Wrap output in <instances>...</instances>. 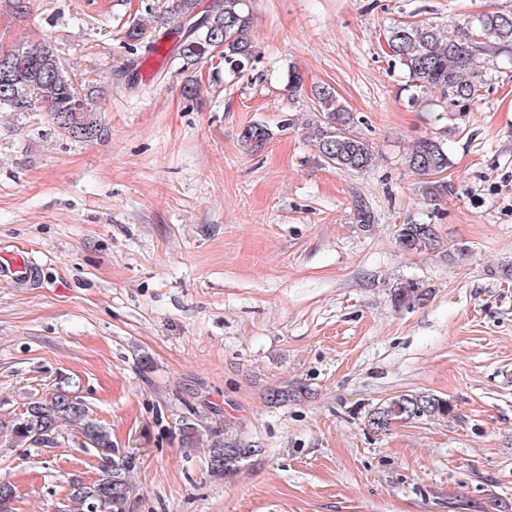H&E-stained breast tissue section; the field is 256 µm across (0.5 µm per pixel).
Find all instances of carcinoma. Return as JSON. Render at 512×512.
<instances>
[{
	"label": "carcinoma",
	"instance_id": "1",
	"mask_svg": "<svg viewBox=\"0 0 512 512\" xmlns=\"http://www.w3.org/2000/svg\"><path fill=\"white\" fill-rule=\"evenodd\" d=\"M248 0H212L203 11L197 0H171V13L197 22L189 33L178 30L173 59L182 68L199 64L220 52L224 71L221 77L238 78L254 67L259 59L251 38L252 16ZM386 54L405 73L411 90L409 102L418 112L431 113L441 101H473L483 84L479 60L493 50L512 48V15L487 11L460 27L443 30L427 22H402L384 36ZM315 116L306 123L308 138L321 157L339 170L363 172L373 166L374 150L369 140L357 135L355 117L330 86L312 90ZM90 93L67 68L54 48L46 42L20 46L0 59V110H35L50 114L55 126L73 137L93 139L99 128L90 118ZM272 130L262 124L247 127L243 138L256 147L267 143ZM408 167L420 179L425 193L442 195L447 185L434 176L448 169V149L432 138L415 142L408 157ZM398 247L408 253H422L438 246L433 225L417 222L402 224L396 230ZM428 291L412 280L395 285L394 301L402 304L420 302ZM304 386L275 388L268 401L273 405L306 397ZM451 412L448 400L429 392L394 395L373 408L368 426L376 433L390 430L395 423L444 417ZM75 430L80 447L93 448L102 460L98 478L84 483L72 482L68 512L86 501L95 512H125L130 484L126 462L115 457L111 434L91 418L88 408L73 396L67 385L58 384L48 399L32 398L22 414L10 424V435L18 448H56L65 434ZM262 449L236 434H217L208 449L210 472L232 478Z\"/></svg>",
	"mask_w": 512,
	"mask_h": 512
}]
</instances>
